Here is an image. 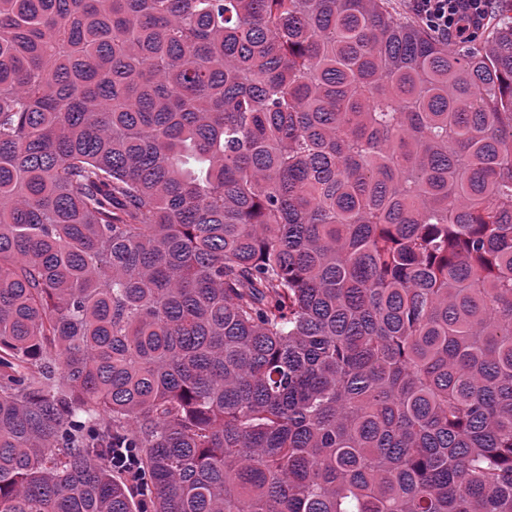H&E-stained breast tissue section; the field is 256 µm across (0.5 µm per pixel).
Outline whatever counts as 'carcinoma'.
Instances as JSON below:
<instances>
[{
	"instance_id": "cac0c4a2",
	"label": "carcinoma",
	"mask_w": 512,
	"mask_h": 512,
	"mask_svg": "<svg viewBox=\"0 0 512 512\" xmlns=\"http://www.w3.org/2000/svg\"><path fill=\"white\" fill-rule=\"evenodd\" d=\"M484 34L0 0V512H512V20ZM112 467L119 472L128 475L138 481L143 482V473L140 467V460L134 448H125V452L121 448L112 454Z\"/></svg>"
}]
</instances>
